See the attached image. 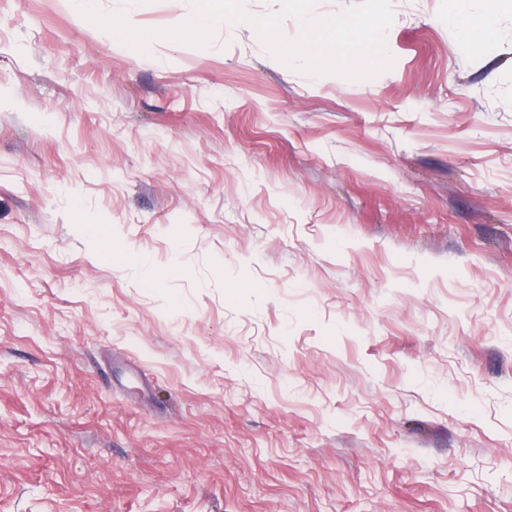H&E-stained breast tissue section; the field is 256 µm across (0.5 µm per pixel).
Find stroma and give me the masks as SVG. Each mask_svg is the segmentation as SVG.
<instances>
[{
	"instance_id": "35a3bbf8",
	"label": "stroma",
	"mask_w": 512,
	"mask_h": 512,
	"mask_svg": "<svg viewBox=\"0 0 512 512\" xmlns=\"http://www.w3.org/2000/svg\"><path fill=\"white\" fill-rule=\"evenodd\" d=\"M391 6L350 81L0 0V512H512V0ZM491 8L479 17L458 10L450 19L456 22L461 31V41L465 48L471 49L487 42L493 35L491 25L492 6L497 0H488Z\"/></svg>"
}]
</instances>
